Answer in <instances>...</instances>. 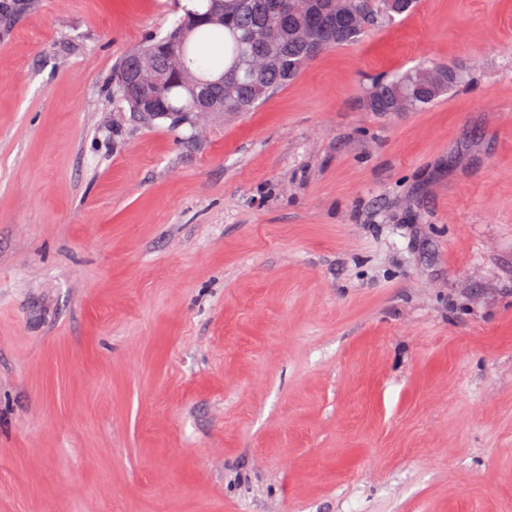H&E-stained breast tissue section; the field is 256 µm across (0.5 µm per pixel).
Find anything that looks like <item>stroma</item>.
Masks as SVG:
<instances>
[{
    "instance_id": "35a3bbf8",
    "label": "stroma",
    "mask_w": 512,
    "mask_h": 512,
    "mask_svg": "<svg viewBox=\"0 0 512 512\" xmlns=\"http://www.w3.org/2000/svg\"><path fill=\"white\" fill-rule=\"evenodd\" d=\"M183 5L0 21V512H512V0L196 137L112 101ZM427 59L465 82L368 109ZM426 69H440L448 73V69L454 73L453 80L448 84V79L441 85L433 88L419 86V71ZM463 75L447 65L428 61L416 68L405 72H399L386 78L378 79L368 89L367 105L373 112H405L408 109V100L403 95H394L389 103L390 111L386 106L388 98L394 91H404L409 95L410 112L422 110L431 105L441 95L450 91L461 82Z\"/></svg>"
}]
</instances>
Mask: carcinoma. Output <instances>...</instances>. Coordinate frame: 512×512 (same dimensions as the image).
<instances>
[{"instance_id": "obj_1", "label": "carcinoma", "mask_w": 512, "mask_h": 512, "mask_svg": "<svg viewBox=\"0 0 512 512\" xmlns=\"http://www.w3.org/2000/svg\"><path fill=\"white\" fill-rule=\"evenodd\" d=\"M417 0H400L392 9L386 0H197L183 7V15L163 35L146 40L128 54L112 73V99L138 113L137 88L129 81L138 70L140 55L151 54L146 82L159 96L156 119L174 128L196 129L197 97L183 70L208 84V107L215 115L247 112L273 91L293 81L325 50L351 45L382 23L410 12ZM224 10V23L211 15ZM273 29L267 42L253 38L255 30ZM426 69L448 71L442 63L428 61L416 68L375 81L368 89L372 112H386L395 91L409 95L410 111L422 110L461 82L453 70L451 82L433 88L419 86L418 73Z\"/></svg>"}]
</instances>
